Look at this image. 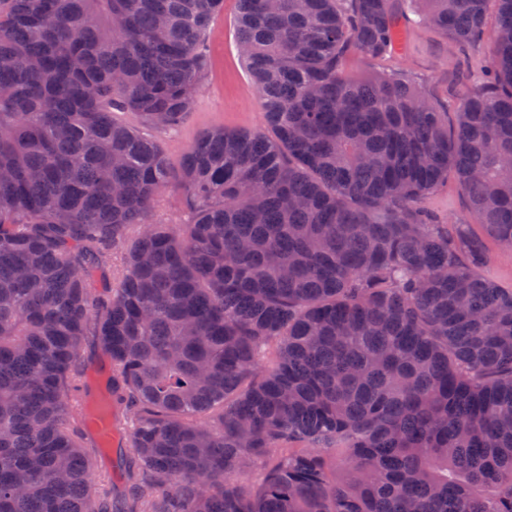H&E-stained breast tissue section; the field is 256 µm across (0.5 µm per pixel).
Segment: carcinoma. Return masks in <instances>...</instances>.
I'll return each instance as SVG.
<instances>
[{
	"label": "carcinoma",
	"mask_w": 512,
	"mask_h": 512,
	"mask_svg": "<svg viewBox=\"0 0 512 512\" xmlns=\"http://www.w3.org/2000/svg\"><path fill=\"white\" fill-rule=\"evenodd\" d=\"M415 2L486 45L454 120L346 72L397 51L393 0H238L270 134L175 171L114 113L186 120L223 0H0V512H512V289L424 206L452 176L512 247V0ZM89 335L133 417L116 498L70 417ZM155 218L171 224L186 223L190 218V213L183 204L182 193L177 189H171L167 192L155 214Z\"/></svg>",
	"instance_id": "obj_1"
}]
</instances>
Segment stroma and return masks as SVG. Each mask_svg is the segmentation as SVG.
<instances>
[{
    "label": "stroma",
    "instance_id": "obj_1",
    "mask_svg": "<svg viewBox=\"0 0 512 512\" xmlns=\"http://www.w3.org/2000/svg\"><path fill=\"white\" fill-rule=\"evenodd\" d=\"M237 0H224L211 23L207 44L208 69L196 95L194 111L174 133L161 135L169 161H180L196 137L204 130L221 125L229 129H265L258 93L237 49ZM400 23L404 44L391 56L368 59L352 53L346 63L349 72H402L416 80L445 111H455L458 100L473 87V79L485 64L478 47H455L436 29L406 12ZM425 204L441 222L467 224L469 232L482 240L486 255L484 271L495 282L512 288V251L502 248L486 234L482 225L471 223L468 199L456 181L431 193Z\"/></svg>",
    "mask_w": 512,
    "mask_h": 512
}]
</instances>
